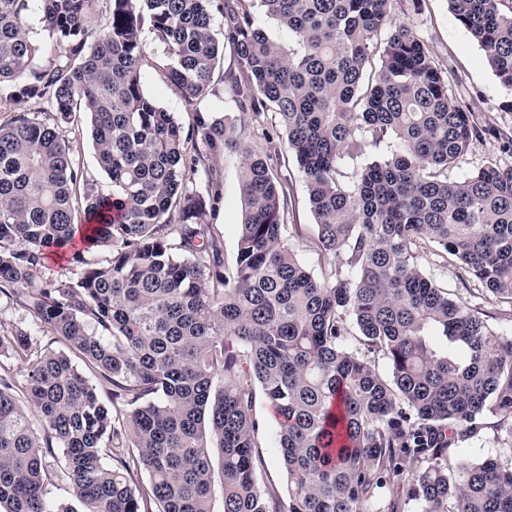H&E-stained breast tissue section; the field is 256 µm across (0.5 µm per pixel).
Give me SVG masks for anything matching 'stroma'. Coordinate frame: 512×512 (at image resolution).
<instances>
[{"label": "stroma", "instance_id": "obj_1", "mask_svg": "<svg viewBox=\"0 0 512 512\" xmlns=\"http://www.w3.org/2000/svg\"><path fill=\"white\" fill-rule=\"evenodd\" d=\"M393 12L398 20L416 30L435 62L447 70L454 95L472 112L475 121L481 124L489 118L497 131L511 132L512 110L505 106L507 96L487 65L481 48L450 12L448 0H393ZM141 39L146 46L143 64L145 92L161 108L171 112L181 124L191 123L192 117L184 111L179 91L169 83L160 68L165 50L156 41L150 25H143ZM235 69L234 52L232 48H225L224 58L214 75L216 93L210 97L206 108L244 128L248 146L255 152L265 153L268 144L262 131L271 126L272 116H265L260 122L255 121L252 115L241 112L223 93L224 82ZM278 152L281 161L287 163L290 173L288 229L283 237L285 247L318 279L328 278L335 271H345L344 256L334 257L319 248L306 181L286 142H279ZM491 160L505 167L512 166V157L500 152L495 134L487 133L482 139L474 141L470 151L449 171L448 176L453 180L463 178ZM241 167L240 154H225L224 202L215 214L205 218L206 223L215 225L224 235V268L229 274L235 268L239 225L245 210ZM417 264L436 285L447 289L453 298L478 312L492 329L506 335L512 334V308L490 299L475 280H460L458 267L443 258L435 245L426 243L418 249ZM253 416L259 423L258 440L267 461L264 482L284 488L286 473L276 447L277 423L264 397H257ZM483 422L485 427L478 435L455 440L449 451L450 459L496 456L503 464L512 463V421L489 414Z\"/></svg>", "mask_w": 512, "mask_h": 512}]
</instances>
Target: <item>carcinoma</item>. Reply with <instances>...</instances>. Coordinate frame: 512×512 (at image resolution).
<instances>
[{
    "instance_id": "carcinoma-1",
    "label": "carcinoma",
    "mask_w": 512,
    "mask_h": 512,
    "mask_svg": "<svg viewBox=\"0 0 512 512\" xmlns=\"http://www.w3.org/2000/svg\"><path fill=\"white\" fill-rule=\"evenodd\" d=\"M98 2L106 18L91 41ZM256 2L297 48L272 41L240 0H0V298L113 387L109 407L68 355L33 349L22 327L0 334V512H213L217 479L222 512H400L410 501L418 512H512V465L448 461V444L486 414L512 415V336L416 261L431 242L512 306V166L448 179L496 128L451 93L392 0ZM448 2L512 96V10ZM35 13L52 44L46 65ZM218 14L237 61L225 95L277 121L264 154L204 108ZM146 21L167 47L187 129L143 89ZM83 113L108 191L71 151ZM279 135L306 180L321 249L346 253V277L320 280L283 246ZM364 146L389 153L342 181L344 156ZM227 152L243 157L246 203L229 276L224 237L204 222L223 203ZM77 240L110 256L78 251V277L38 276L49 251ZM13 359L27 372L22 401ZM255 381L275 412L284 495L261 486ZM57 448L59 471L46 462ZM406 462L417 468L408 480ZM141 470L144 487L133 481ZM55 480L80 510L51 502ZM391 482L398 494L384 502Z\"/></svg>"
}]
</instances>
